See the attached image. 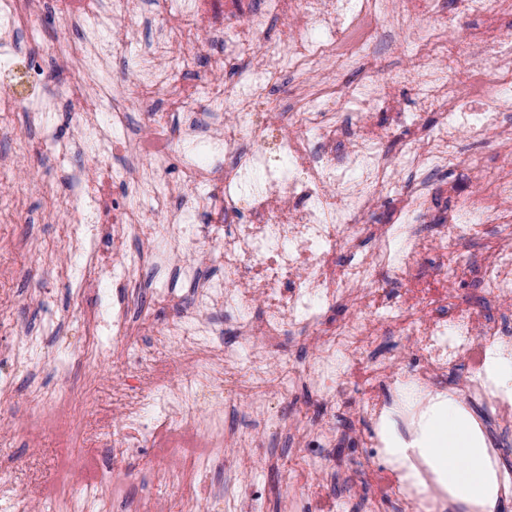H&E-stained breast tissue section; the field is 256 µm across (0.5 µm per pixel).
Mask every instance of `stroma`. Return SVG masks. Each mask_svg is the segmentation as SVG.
<instances>
[{
	"mask_svg": "<svg viewBox=\"0 0 512 512\" xmlns=\"http://www.w3.org/2000/svg\"><path fill=\"white\" fill-rule=\"evenodd\" d=\"M178 5V0H152L149 22L134 18L133 35L116 39L104 34L102 43L112 46L113 51L107 68L96 70V79L114 82L122 74L135 72L142 62L143 43L155 35L159 19ZM87 37L83 24L59 21L38 42H21L14 52L0 57V95L18 90L24 98V108L16 113L13 124L0 128V157H10L16 142L30 136V113L39 111L42 101L58 98L54 51L82 43ZM66 175L65 169L53 167L42 149L32 151L15 172L16 178L29 182L21 197L28 220L0 223V251L10 257L9 263L0 267V345L11 331L39 328L51 316L63 321L54 345L76 352L85 343L83 322L96 308L97 292L89 288L76 296L66 280L44 281L45 273L58 272L70 262L65 250L52 246L58 225L67 219L53 208L52 196L65 191ZM430 179L435 187L428 202L433 214L451 207L452 191L470 186L468 172L460 165L436 171ZM394 207L391 193H384L376 212L362 217L363 227L354 247L337 251V265L376 250L378 242L371 227L393 223ZM499 239L497 225L484 224L467 238L449 237L448 247L470 261L469 273L455 284L460 302L467 309L490 316L512 335V304L494 301L479 272L483 258ZM0 370L14 379L11 398L0 403V461L16 464L7 475V485L0 486V512H59L61 499L49 494L59 479V451L72 448L90 457L102 455L110 441L106 425L112 418L113 386L122 381L125 372L113 367L108 354L89 370L76 366L65 372L50 366L34 369L7 360L0 362ZM65 379L75 386L76 398L54 404L49 421L36 420L32 407L38 389H51ZM316 481L330 512H401L399 502L393 499L375 505L362 456L337 458ZM258 488L263 494L259 512H292L294 501L305 497L303 489L295 488L290 474L281 469L260 471Z\"/></svg>",
	"mask_w": 512,
	"mask_h": 512,
	"instance_id": "1",
	"label": "stroma"
}]
</instances>
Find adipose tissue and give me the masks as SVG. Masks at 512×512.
<instances>
[{
    "label": "adipose tissue",
    "mask_w": 512,
    "mask_h": 512,
    "mask_svg": "<svg viewBox=\"0 0 512 512\" xmlns=\"http://www.w3.org/2000/svg\"><path fill=\"white\" fill-rule=\"evenodd\" d=\"M424 451L458 499H492L487 450L471 418L454 404L432 410Z\"/></svg>",
    "instance_id": "adipose-tissue-1"
}]
</instances>
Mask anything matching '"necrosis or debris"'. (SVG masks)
Masks as SVG:
<instances>
[{
  "instance_id": "obj_1",
  "label": "necrosis or debris",
  "mask_w": 512,
  "mask_h": 512,
  "mask_svg": "<svg viewBox=\"0 0 512 512\" xmlns=\"http://www.w3.org/2000/svg\"><path fill=\"white\" fill-rule=\"evenodd\" d=\"M145 0H55L61 20L87 26L90 37L77 50L63 52L67 80L78 87L65 97L72 123L70 141L50 131L43 113L33 116L41 130L36 144H51L57 162L70 154L71 141L91 143L92 170L72 173L57 199L68 208L78 198L91 209L84 224L64 227L63 240L74 265L61 275L77 287L94 284L99 306L87 331L112 338L113 353L135 343L142 325L133 308L142 272H150L152 295L163 298L176 284L189 286L191 308L153 328L173 353L168 361L131 372L119 383L113 404L109 461L62 458L61 479L85 476L80 497L67 501L65 512H112L106 491L116 470L136 484L144 473L177 485L199 512H215L232 504L235 512H253L256 463L249 451L265 449L268 467L283 465L277 450L291 440L297 486L314 490L315 475L326 460L312 446L335 448L336 427L325 417L291 418L274 411L295 384L306 379L326 401L336 399V374L356 364L375 336L392 331L405 346L388 362H373L374 381L399 384L414 380L415 409L397 421L405 451L401 462L382 459V441L374 427L385 407L366 394L361 417L370 427L353 431L352 448H368V480L377 500L398 499L403 512H450L448 490L418 450L417 413L437 399L436 386L448 380V369L467 363L453 386L464 400L479 401L493 420L512 423V399L492 394L486 379L488 344L500 335L494 321L457 309L450 285L464 276L461 254L448 248L449 229L498 224L505 248L482 266L493 298H512V127L504 112L512 110V0H454L444 11L442 0H265L261 12L215 23L204 0H182L163 30L143 47L140 72L122 82L139 102L161 97L160 110L132 112L127 97L110 87H87L84 67L75 58L98 53V34L128 30ZM41 0H0V45L34 35ZM278 18L288 33V49H263L257 36L268 16ZM409 32L410 60L384 72L380 88L368 83L335 81L329 63L352 64L379 72L372 46L388 31ZM224 43L215 70L233 68L231 84L202 81L183 84L181 75L195 67L209 40ZM305 76L292 111L271 102L270 84L284 76ZM410 91L417 109L437 113L431 128L417 119L394 153L384 152L388 135L375 124L380 107L401 105ZM112 104V123L99 112ZM232 104V116L223 113ZM140 126L135 137L121 136L130 118ZM484 144V151L463 155L464 139ZM205 143L211 161L186 166L178 179H167L163 167L176 151ZM345 148V164L337 166L336 148ZM465 163L473 175L470 191L457 195L444 213L436 234L415 233L427 212L432 172ZM412 169L420 181L399 189L396 219L409 230L414 251L432 256L443 273L437 286L421 288L409 256L390 246L391 227L378 224L380 250L337 266L338 246L353 245L350 232L370 211L379 193L399 188L402 171ZM120 182L133 198H148L149 208L117 207L112 184ZM207 198L220 219L203 224L195 205L172 211L169 199L183 191ZM247 218H240V209ZM166 223H157V215ZM206 253H198L199 243ZM217 267L204 276L205 267ZM391 272L399 290H387L377 272ZM354 302L353 315L340 324L323 320L324 309L337 301ZM223 311L227 322L216 326L210 314ZM58 323L47 320L41 330L13 333L12 358L39 366L67 365L68 351L54 348L50 338ZM304 333L312 347L308 363L288 366L270 358L281 337ZM259 424L258 431L225 432L219 420L225 404ZM150 439L153 458L144 469L124 470V455ZM223 467L224 488L204 492L199 483L207 464Z\"/></svg>"
}]
</instances>
